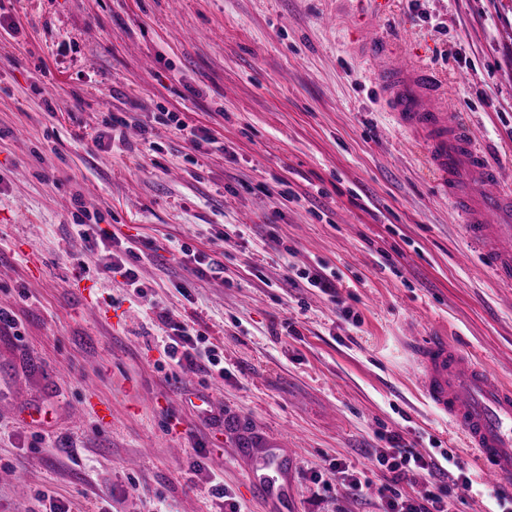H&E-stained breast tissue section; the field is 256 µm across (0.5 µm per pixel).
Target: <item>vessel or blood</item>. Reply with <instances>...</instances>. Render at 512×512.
<instances>
[{
	"instance_id": "b4317fda",
	"label": "vessel or blood",
	"mask_w": 512,
	"mask_h": 512,
	"mask_svg": "<svg viewBox=\"0 0 512 512\" xmlns=\"http://www.w3.org/2000/svg\"><path fill=\"white\" fill-rule=\"evenodd\" d=\"M363 46L377 61L373 76L397 126L425 147L444 194L456 203L468 242L494 280L512 285V186L499 167L486 163L479 141L449 111L427 67L390 49L377 30ZM416 367L427 401L480 458L483 481L511 491L512 383L467 359L445 333L420 348ZM246 452L249 482L269 512H283L292 487L287 448L282 441L254 437Z\"/></svg>"
}]
</instances>
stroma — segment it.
<instances>
[{"instance_id":"1","label":"stroma","mask_w":512,"mask_h":512,"mask_svg":"<svg viewBox=\"0 0 512 512\" xmlns=\"http://www.w3.org/2000/svg\"><path fill=\"white\" fill-rule=\"evenodd\" d=\"M371 10L0 0V309L17 320L0 325V512L53 497L72 512H221L213 472L242 512H267L237 448L271 433L288 444L293 512H384L390 482L497 512L479 460L420 394L413 348L443 330L512 381V288L473 257L373 86ZM378 25L512 170V0H394ZM115 115L128 124L108 155L97 140ZM84 210L132 243L155 308L87 250ZM199 256L223 273L199 276ZM306 270L334 274L337 295L291 285ZM165 320L204 332L223 373L172 375ZM393 436L459 465L433 486L393 481L371 464Z\"/></svg>"}]
</instances>
